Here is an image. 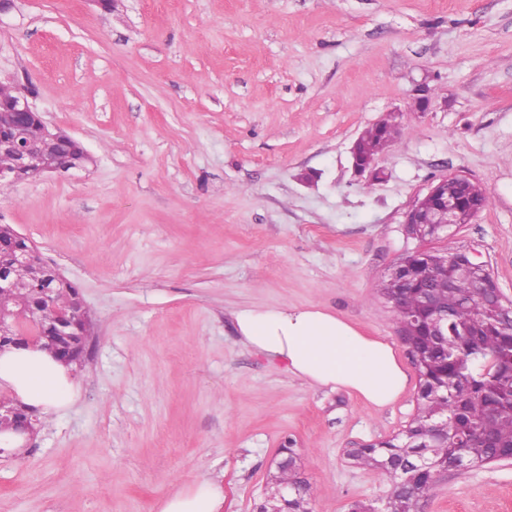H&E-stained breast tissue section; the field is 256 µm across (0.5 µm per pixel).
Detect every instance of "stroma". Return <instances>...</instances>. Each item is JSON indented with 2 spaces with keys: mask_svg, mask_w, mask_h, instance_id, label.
I'll return each instance as SVG.
<instances>
[{
  "mask_svg": "<svg viewBox=\"0 0 512 512\" xmlns=\"http://www.w3.org/2000/svg\"><path fill=\"white\" fill-rule=\"evenodd\" d=\"M0 82L90 157L0 188V224L91 323L78 397L0 457V512H150L207 478L224 512H254L288 440L311 512L384 500L389 478L346 452L404 429L419 376L378 282L406 253L463 247L512 300V0H15ZM390 114L403 134L371 185L351 147ZM452 174L489 207L408 236L413 201ZM308 305L393 345L394 403L310 387L231 317ZM420 510L512 512V461L446 472Z\"/></svg>",
  "mask_w": 512,
  "mask_h": 512,
  "instance_id": "obj_1",
  "label": "stroma"
}]
</instances>
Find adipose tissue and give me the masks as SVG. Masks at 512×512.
<instances>
[{"mask_svg": "<svg viewBox=\"0 0 512 512\" xmlns=\"http://www.w3.org/2000/svg\"><path fill=\"white\" fill-rule=\"evenodd\" d=\"M241 341L313 387H342L376 407L395 402L407 375L393 346L361 334L321 307L245 308L233 314ZM0 389L36 413L58 410L78 395L69 369L40 349L0 352ZM156 512H224V488L203 481L162 500Z\"/></svg>", "mask_w": 512, "mask_h": 512, "instance_id": "obj_1", "label": "adipose tissue"}]
</instances>
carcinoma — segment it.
Returning a JSON list of instances; mask_svg holds the SVG:
<instances>
[{"mask_svg":"<svg viewBox=\"0 0 512 512\" xmlns=\"http://www.w3.org/2000/svg\"><path fill=\"white\" fill-rule=\"evenodd\" d=\"M399 135L395 118L384 119L359 137L358 152L371 157ZM17 245L18 233L0 224V266H9L13 279L26 284L41 277L40 258L14 263L11 254ZM462 258L457 250L411 252L396 262L400 275L389 273L377 285L419 375L417 412L400 434L348 453L360 468L382 471L391 479L382 507L362 505L354 512H420V499L459 458L480 467L512 454V330L488 307L489 295L479 287L478 278L461 269ZM77 295L78 288L62 282L44 296L32 289L0 291V309L35 305L49 326L71 309ZM439 314L448 316L446 336L436 335L430 326ZM89 329L86 319L70 334L53 336L51 341L77 364ZM281 453L291 465L275 469L281 474L276 489L288 484V496L281 502L275 493L270 503L285 512H310L305 496L294 493L304 483L297 454L292 448Z\"/></svg>","mask_w":512,"mask_h":512,"instance_id":"1","label":"carcinoma"}]
</instances>
